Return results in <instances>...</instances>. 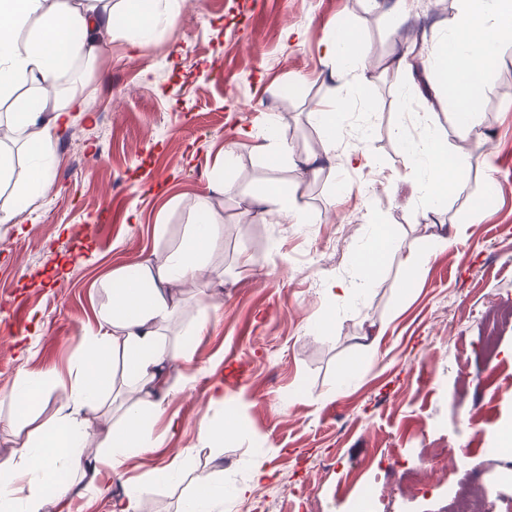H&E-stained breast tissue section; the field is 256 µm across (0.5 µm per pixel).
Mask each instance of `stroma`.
Listing matches in <instances>:
<instances>
[{
  "mask_svg": "<svg viewBox=\"0 0 512 512\" xmlns=\"http://www.w3.org/2000/svg\"><path fill=\"white\" fill-rule=\"evenodd\" d=\"M385 2L180 0L175 20L117 23L74 72L81 109L57 131L45 196L21 212L31 160L21 137L5 142L14 172L0 183V210L17 216L0 224V393L21 373L46 374L42 416L55 412L57 380L75 371L97 327L107 300L100 281L176 247L196 199H209L224 222L210 253L223 281L176 290L167 340L191 359L171 364L181 391L152 423L158 448L128 458L107 489L79 482L68 512H109L135 485L143 512H180L194 474L219 466L222 512H301L304 498L319 512H450L458 484L471 480L512 512V467L490 454L512 423V43L485 76L488 166L441 95L399 92L382 74L407 42L431 53L458 0H414L415 18L399 27ZM347 23L380 69L360 97L322 56L323 41ZM288 26L301 41L285 39ZM329 100L342 108L343 129L327 154L308 114ZM272 119L294 157H319L317 174L288 164L278 172L313 223L264 222L249 206L268 171L238 132L263 140ZM427 125L466 167L431 221L402 147ZM357 149L362 166H346ZM222 180L231 192H217ZM491 181L496 196L481 205ZM381 227L403 248L366 287L358 259ZM438 235L448 239L441 251L431 247ZM409 263L417 277L407 288L400 270ZM338 282L345 292L329 297ZM366 336L378 337L374 349L362 348ZM217 384L224 401L213 405ZM205 416L233 417L240 431L208 447L198 432ZM420 448L435 457L421 493L407 486ZM257 458L269 478L235 498ZM170 462L183 481L153 483Z\"/></svg>",
  "mask_w": 512,
  "mask_h": 512,
  "instance_id": "1",
  "label": "stroma"
}]
</instances>
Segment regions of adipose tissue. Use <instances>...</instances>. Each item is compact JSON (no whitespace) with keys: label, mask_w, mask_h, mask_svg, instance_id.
<instances>
[{"label":"adipose tissue","mask_w":512,"mask_h":512,"mask_svg":"<svg viewBox=\"0 0 512 512\" xmlns=\"http://www.w3.org/2000/svg\"><path fill=\"white\" fill-rule=\"evenodd\" d=\"M115 20L111 6L101 0H0V101L9 100L8 120L25 134L26 149L34 158L52 154L54 129L66 123L69 111L82 101L80 91L74 90L66 105L51 107L43 91L55 85L75 58H96L100 33L114 27ZM507 42H512V0H463L424 61L438 77L457 128L477 143L484 140L479 122L483 75ZM324 54L353 71L355 90L371 81L365 63L368 51L355 27L339 28L325 42ZM21 86L27 95H17ZM403 150L423 172L416 186L422 217L436 214L449 186L464 177L460 158L428 130L404 141ZM296 191V186L269 177L259 195L262 220L284 223L296 215ZM223 230L209 200H199L176 249L136 270H116L103 281L108 300L98 313L97 329L86 338L82 366L62 404L0 461V512H48L63 506L77 480L97 477L105 469L118 470L131 452L150 448L149 416L163 415L179 393L178 387L165 383L175 357L165 338L177 310L170 287L205 272L222 278V271L209 266L207 254ZM402 248L400 238L378 230L359 260L365 285L375 284L387 257ZM45 384L42 376L23 374L0 397L14 410L11 428L24 431L27 416L44 399ZM85 409L119 414L118 426L108 434L111 450L98 459L85 453L93 435L89 422L80 416Z\"/></svg>","instance_id":"ef3b65f1"}]
</instances>
